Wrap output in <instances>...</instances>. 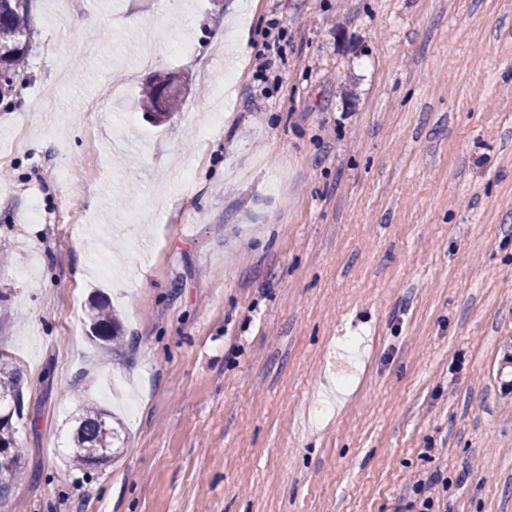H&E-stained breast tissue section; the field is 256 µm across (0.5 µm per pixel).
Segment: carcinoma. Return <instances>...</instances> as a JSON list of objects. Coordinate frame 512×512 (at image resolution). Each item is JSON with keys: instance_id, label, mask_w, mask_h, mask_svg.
<instances>
[{"instance_id": "1", "label": "carcinoma", "mask_w": 512, "mask_h": 512, "mask_svg": "<svg viewBox=\"0 0 512 512\" xmlns=\"http://www.w3.org/2000/svg\"><path fill=\"white\" fill-rule=\"evenodd\" d=\"M33 6L34 0H0V100L13 88L16 77L27 62ZM182 101L183 95L165 90L160 81L148 87L141 98L143 109L156 124L167 121ZM93 321L100 340L112 345L114 351L122 347V329L109 304L94 306ZM20 380V369L13 359L0 352V450L12 454L10 461L0 464V506L6 504L10 487L24 474L15 451L17 440L12 426L13 416L21 411ZM106 417L107 413L93 404L83 407L74 435L72 462L88 467L114 457L118 432Z\"/></svg>"}]
</instances>
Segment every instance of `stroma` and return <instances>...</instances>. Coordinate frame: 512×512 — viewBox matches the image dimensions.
<instances>
[{
	"label": "stroma",
	"instance_id": "stroma-1",
	"mask_svg": "<svg viewBox=\"0 0 512 512\" xmlns=\"http://www.w3.org/2000/svg\"><path fill=\"white\" fill-rule=\"evenodd\" d=\"M33 24L0 110L7 512H393L436 471L439 512H512V0H35ZM87 403L120 451L80 468ZM184 96L175 91H165L160 77L154 85L149 86L143 93L141 104L143 109L153 118V123L162 124L179 107ZM93 321L98 329L97 337L119 350L123 345V334L119 320L108 303H99L93 307ZM21 380L20 369L13 359L0 352V451L3 449L12 454L1 453L0 464V506L6 504V497L10 487L19 482L24 471L20 458L15 451L17 440L12 426L14 414L21 411L19 384Z\"/></svg>",
	"mask_w": 512,
	"mask_h": 512
}]
</instances>
